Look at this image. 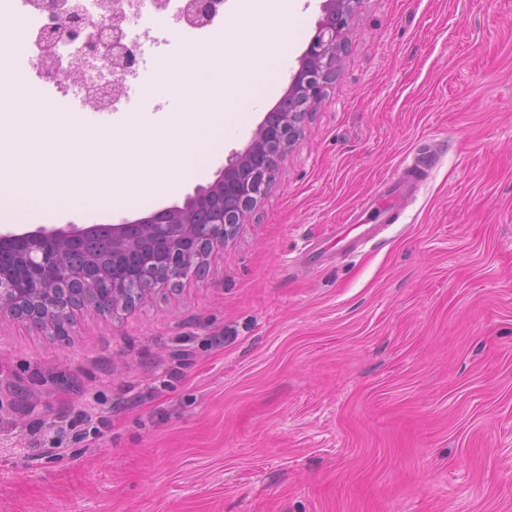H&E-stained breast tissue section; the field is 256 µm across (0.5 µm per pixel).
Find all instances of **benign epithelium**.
<instances>
[{"label":"benign epithelium","mask_w":512,"mask_h":512,"mask_svg":"<svg viewBox=\"0 0 512 512\" xmlns=\"http://www.w3.org/2000/svg\"><path fill=\"white\" fill-rule=\"evenodd\" d=\"M223 0H187L180 19L204 23ZM360 0H322L307 49L299 56L286 93L252 134L235 150L215 181L198 186L183 205L164 207L136 220L113 224L41 225L22 233L0 228V318L28 325L40 333L67 336L84 311L113 316L128 311L156 291L173 290L204 269L197 254L212 256L251 214L279 173L285 152L301 133L307 111L323 98L336 76L345 34ZM51 24L38 41L49 37L76 43L83 55L103 62L109 85L119 92L137 66L134 49L113 40L105 44L101 24L77 6L38 0ZM104 15L120 19L123 0H99ZM44 77L64 75L60 62L37 58Z\"/></svg>","instance_id":"obj_1"}]
</instances>
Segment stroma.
Listing matches in <instances>:
<instances>
[{
    "label": "stroma",
    "mask_w": 512,
    "mask_h": 512,
    "mask_svg": "<svg viewBox=\"0 0 512 512\" xmlns=\"http://www.w3.org/2000/svg\"><path fill=\"white\" fill-rule=\"evenodd\" d=\"M297 5L304 37L203 183L284 94L322 16ZM346 40L206 275L64 338L0 324V512H512V0H361ZM420 155L393 226L310 259ZM87 409L100 433L48 453Z\"/></svg>",
    "instance_id": "obj_1"
}]
</instances>
